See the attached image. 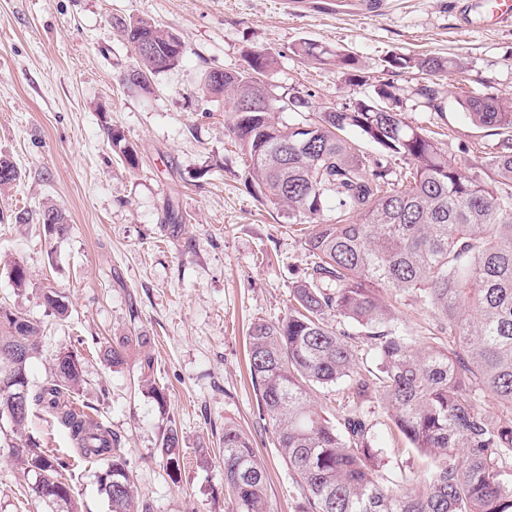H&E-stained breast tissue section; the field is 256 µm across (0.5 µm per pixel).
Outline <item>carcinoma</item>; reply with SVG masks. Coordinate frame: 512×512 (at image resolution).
Segmentation results:
<instances>
[{
    "label": "carcinoma",
    "instance_id": "1",
    "mask_svg": "<svg viewBox=\"0 0 512 512\" xmlns=\"http://www.w3.org/2000/svg\"><path fill=\"white\" fill-rule=\"evenodd\" d=\"M124 40L146 39L155 51L136 55L124 84L174 67L185 52L178 37L143 19L115 22ZM299 55L341 70L352 85L362 82L357 59L312 42ZM248 68L224 72V82L204 80V92L224 96L225 131L249 161L260 201L286 209L292 224H306L304 244L314 257L294 282V303L277 322L249 328V370L262 417L299 490L295 512H512V99L466 95L458 103L479 128L498 140L484 157V176L471 175L444 156L436 143L401 118L396 85L380 84L371 97L317 113L304 124L285 125L276 111L239 112V101L260 92L273 63L255 52ZM391 69H417L429 76L420 95L439 107L437 76L462 63L434 56L386 60ZM355 131L375 143L368 157L347 137ZM112 151L130 166L136 151L107 129ZM406 170L396 172L392 162ZM20 177L13 160L0 155V187ZM335 219H324L327 198ZM53 234L66 231L62 210H21L15 223L31 221ZM405 295L435 316L432 336L448 343H417L393 324L385 294ZM371 340L377 362L363 370L353 331ZM40 323L12 310L0 311V351L28 343L39 351ZM129 340L101 350L119 367ZM29 359L0 356V383L28 377ZM347 382L345 411L325 415L317 392ZM82 367L70 351L56 355L51 377L28 389L25 409L12 422L25 428L32 409L48 412L84 459L100 464L99 491L112 512H136L134 480L121 438L67 396L82 388ZM496 397L500 414L478 409L483 394ZM389 409L392 427L427 460L426 469L402 485L383 482L381 449L363 411L370 396ZM224 487L232 512H271L267 473L252 438L224 422ZM181 437L162 435L167 467L180 471ZM24 473L42 475L45 497L75 512L66 463L34 443L13 444Z\"/></svg>",
    "mask_w": 512,
    "mask_h": 512
}]
</instances>
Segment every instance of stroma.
Segmentation results:
<instances>
[{"label": "stroma", "instance_id": "obj_1", "mask_svg": "<svg viewBox=\"0 0 512 512\" xmlns=\"http://www.w3.org/2000/svg\"><path fill=\"white\" fill-rule=\"evenodd\" d=\"M288 2L0 0V153L20 172L15 185L0 188V305L43 325L28 367L32 388L49 379L59 351L78 355L84 384L69 400L120 436L137 512H231L219 443L228 419L248 431L267 466L272 512L295 510L296 485L259 417L247 330L287 316L293 283L312 258L298 225L255 197L246 158L224 130L223 100L202 92L205 73L240 71L249 53H270L266 80L276 93L311 102L281 113L287 123L394 82L404 120L476 174L496 138L473 125L456 98L462 91L512 98V23L485 24L475 12L462 23V0H389L371 14L333 11L331 0L293 10ZM118 18L148 20L186 46L176 67L152 77L149 92L122 82L134 56L113 26ZM304 41L355 56L365 84L351 86L336 67L298 55ZM393 54L461 60L465 78L442 76L436 109L418 94L424 73L388 70ZM110 127L134 145L137 166L113 152ZM50 205L67 217L62 235L14 221L19 210ZM170 208L183 217L175 237L165 229ZM17 262L30 272L22 289L9 274ZM49 291L64 296L67 318L46 307ZM139 330L148 342L122 366L100 360L101 345ZM146 354L165 402L138 387ZM364 409L384 451L385 478L423 470L425 460L390 430L383 404L373 398ZM172 425L184 456L174 479L160 453ZM25 433L66 461L78 512H111L97 464L78 458L50 414L37 411ZM21 436L0 421V512H52L12 458ZM203 448L205 466L197 462Z\"/></svg>", "mask_w": 512, "mask_h": 512}]
</instances>
